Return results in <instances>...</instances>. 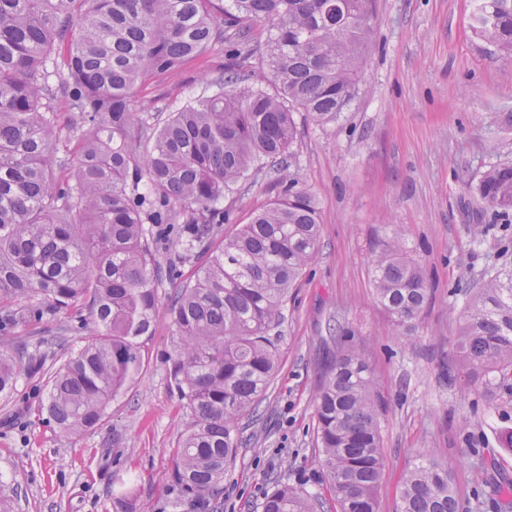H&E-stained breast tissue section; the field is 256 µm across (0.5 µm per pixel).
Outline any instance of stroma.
<instances>
[{
	"instance_id": "obj_1",
	"label": "stroma",
	"mask_w": 512,
	"mask_h": 512,
	"mask_svg": "<svg viewBox=\"0 0 512 512\" xmlns=\"http://www.w3.org/2000/svg\"><path fill=\"white\" fill-rule=\"evenodd\" d=\"M470 0H377L372 46L359 91L336 124L296 113L293 145L302 183L318 200L320 245L285 307L280 359L256 413L239 422L241 444L224 479L219 512H262L274 483L319 494L336 512L316 440L315 399L328 359L361 348L380 413L379 512H397L402 477L432 450L454 468L461 512H494L475 488L512 480V396L461 390L457 336L467 293L485 272L512 270V215L480 204L484 171L512 164V59L494 55L471 28ZM224 59L206 52L176 76L138 92L156 122L210 95ZM272 169L224 200L240 223L278 195ZM431 288L414 326H397L376 301L371 259L392 230ZM145 342L144 367L95 430L59 437L39 406L47 374L81 338L69 313L13 327L24 357L45 371L0 393V484L14 512H173L172 452L185 413L171 383L168 303Z\"/></svg>"
}]
</instances>
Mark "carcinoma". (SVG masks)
<instances>
[{
    "label": "carcinoma",
    "instance_id": "obj_1",
    "mask_svg": "<svg viewBox=\"0 0 512 512\" xmlns=\"http://www.w3.org/2000/svg\"><path fill=\"white\" fill-rule=\"evenodd\" d=\"M480 13L475 33L512 58V0H483ZM373 16L374 0H0V311L15 324L49 310L77 318L81 347L48 377L44 410L60 436L98 427L142 370L158 289L201 259L171 297L169 372L187 416L171 479L191 501L220 496L239 421L278 366L272 332L320 240L317 199L292 177L214 248L216 226L234 223L224 197L297 165L295 113L336 122L357 93ZM262 23L263 42L251 31ZM207 51L224 55L211 95L160 125L133 111L140 84ZM263 68L277 93L256 85ZM476 196L512 211V165L485 171ZM404 239L393 230L372 266L378 302L408 328L429 288ZM15 345L0 336V393L43 370ZM459 347L466 392L512 393L511 270L473 293ZM380 410L363 351L331 358L315 420L339 512H378ZM493 495L495 508L512 507V486ZM399 499L398 512H460L448 464L431 453L405 474ZM321 507L277 484L263 512Z\"/></svg>",
    "mask_w": 512,
    "mask_h": 512
}]
</instances>
